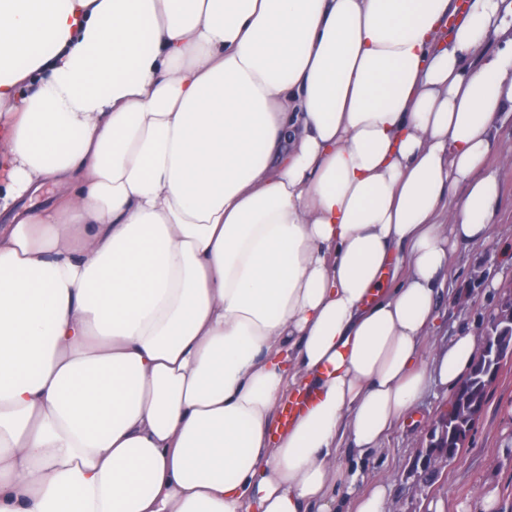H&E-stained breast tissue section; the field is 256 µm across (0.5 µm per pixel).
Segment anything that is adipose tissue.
<instances>
[{"mask_svg":"<svg viewBox=\"0 0 512 512\" xmlns=\"http://www.w3.org/2000/svg\"><path fill=\"white\" fill-rule=\"evenodd\" d=\"M507 110L512 0H0V512H394Z\"/></svg>","mask_w":512,"mask_h":512,"instance_id":"obj_1","label":"adipose tissue"}]
</instances>
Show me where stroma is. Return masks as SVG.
<instances>
[{
	"mask_svg": "<svg viewBox=\"0 0 512 512\" xmlns=\"http://www.w3.org/2000/svg\"><path fill=\"white\" fill-rule=\"evenodd\" d=\"M486 165L496 171L500 185L495 238L487 244L462 243L450 252L429 333L432 351L459 333L487 330L501 300L512 294V262L500 255L512 244V160L494 154ZM450 400L446 386L431 383L414 411L397 421L366 457V469L390 485L399 512H429L434 505L444 512H483L482 493L487 489L497 492L493 512H512V361L503 365L490 387L463 454L425 480L420 462Z\"/></svg>",
	"mask_w": 512,
	"mask_h": 512,
	"instance_id": "35a3bbf8",
	"label": "stroma"
}]
</instances>
